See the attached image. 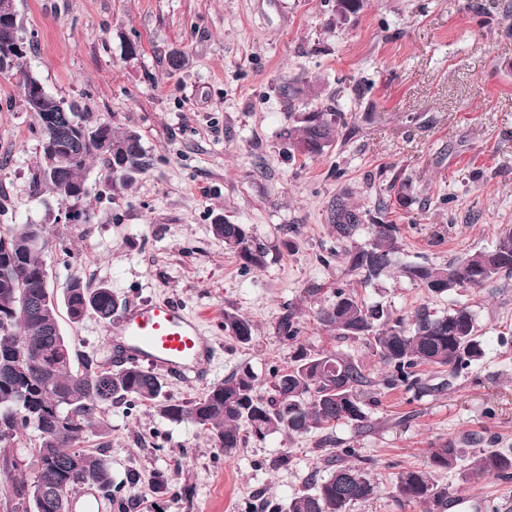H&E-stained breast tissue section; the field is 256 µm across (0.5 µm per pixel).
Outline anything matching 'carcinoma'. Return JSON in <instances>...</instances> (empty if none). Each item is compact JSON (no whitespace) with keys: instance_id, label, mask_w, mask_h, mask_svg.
I'll use <instances>...</instances> for the list:
<instances>
[{"instance_id":"carcinoma-1","label":"carcinoma","mask_w":512,"mask_h":512,"mask_svg":"<svg viewBox=\"0 0 512 512\" xmlns=\"http://www.w3.org/2000/svg\"><path fill=\"white\" fill-rule=\"evenodd\" d=\"M22 49L8 59L9 71L19 70L24 83L38 79L20 70L31 42L18 37ZM41 136V161L36 179L62 200L73 190H87L83 172L90 160L101 158L109 170L112 187L126 188L145 174L153 159L139 133L114 130L107 122L90 121L89 113L75 103L65 104L48 95L38 106L26 104ZM342 114L307 112L301 125L288 130L293 150L310 140L323 147L335 143ZM76 144L82 160L62 165L48 147L64 151ZM127 148L128 167L116 170L117 154ZM360 227L358 215L342 208L337 214L336 251L330 256L347 260V273L368 284L395 264L399 229L394 224L370 225L368 240L349 250L343 243ZM213 234L224 240L246 269L266 264L268 250L246 224H232L219 215ZM51 246L44 224L0 227V444L7 448L18 434L32 426L39 434L35 452L37 470L29 483L12 474L14 462L0 456V495L26 497L25 512H68L70 499L87 484L112 486L107 461L80 447L88 431L99 427V414L108 406L134 399L156 408L171 421H188L206 430L224 456L232 457L245 444L246 435L264 439L276 433L302 436L314 429L347 425L357 433L371 429L370 409L385 390L402 388L416 397L440 393L449 380L469 372L485 357L486 339L479 334L474 312L456 305L435 314L425 305L407 318H394L380 304L368 305L345 286L334 290L333 302L315 313L323 329L343 339L364 340L373 346L385 368L373 380L352 357L336 350L312 351L296 347L288 370L273 376L263 395L255 373L246 368L211 386L189 403L165 400V383L157 374L137 364L116 369L102 367L96 356L85 354L81 369L72 370L73 352L64 336H51L58 325L56 305L47 285L43 255ZM402 274L430 296L461 288H481L501 276H512V228L500 233L490 251L478 250L442 264L414 263ZM61 299L74 323L89 314L104 322L122 308V301L105 284L95 288L77 276L63 288ZM289 341L300 328L293 310L279 327ZM224 333L245 347L254 340V324L237 311H224ZM357 449L341 448L328 460L331 471L313 475V491L293 496L288 512H350L374 497L377 485L362 465L353 462ZM454 444L445 443L429 453L428 469L400 472L393 493L400 501L422 505L431 512L448 506L454 489L437 480L453 472L464 483L473 474L512 478V451L475 448L465 465Z\"/></svg>"}]
</instances>
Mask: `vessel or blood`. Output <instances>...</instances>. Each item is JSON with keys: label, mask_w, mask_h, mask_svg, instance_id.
Segmentation results:
<instances>
[{"label": "vessel or blood", "mask_w": 512, "mask_h": 512, "mask_svg": "<svg viewBox=\"0 0 512 512\" xmlns=\"http://www.w3.org/2000/svg\"><path fill=\"white\" fill-rule=\"evenodd\" d=\"M116 345L126 361L147 364L170 376L188 377L210 360L214 349L198 318L163 300L126 309L115 319Z\"/></svg>", "instance_id": "obj_1"}]
</instances>
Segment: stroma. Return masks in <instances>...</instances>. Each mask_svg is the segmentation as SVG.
Segmentation results:
<instances>
[{
  "instance_id": "stroma-1",
  "label": "stroma",
  "mask_w": 512,
  "mask_h": 512,
  "mask_svg": "<svg viewBox=\"0 0 512 512\" xmlns=\"http://www.w3.org/2000/svg\"><path fill=\"white\" fill-rule=\"evenodd\" d=\"M34 48L23 67L51 95L98 121L136 130L154 157L129 188L112 189L102 161L84 174L88 194L60 201L35 185L40 136L17 75L0 76V225H46L48 287L80 276L107 284L125 305L179 303L216 348L206 377L164 376L167 399L187 402L249 367L262 384L291 363L297 344L353 357L372 378L381 363L366 342L325 331L314 314L336 285L408 317L421 305L469 306L489 339L483 360L442 393L395 389L372 409L370 431L333 429L356 448L378 485L351 512H422L392 494L396 475L426 467L431 448H512V278L429 297L391 271L371 285L329 260L333 214L355 209L364 243L375 222L397 225L398 261L440 264L491 249L512 226V0H364L347 22L336 0H15ZM138 41L136 57L124 52ZM188 65L170 71L167 58ZM343 113L335 143L316 157L288 151L287 131L307 112ZM249 225L269 247L267 264L243 270L216 216ZM295 309L298 341L281 337ZM255 325L250 346L224 334V313ZM57 322L75 354L114 366V327L90 314ZM508 343H500V336ZM104 434L87 449L112 471L124 512H261L287 506L327 468L324 430L248 438L231 458L201 427L154 407L123 402L100 415ZM288 456V466L272 462ZM139 481L129 485V473ZM164 479L166 490L156 488ZM461 512H512V480L458 484ZM108 494V495H111ZM107 494L74 500L71 512H112Z\"/></svg>"
}]
</instances>
